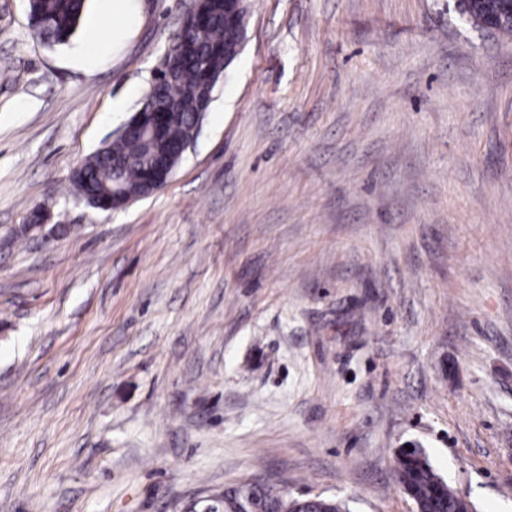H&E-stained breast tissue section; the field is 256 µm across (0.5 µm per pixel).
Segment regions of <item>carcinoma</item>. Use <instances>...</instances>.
<instances>
[{
	"label": "carcinoma",
	"instance_id": "cac0c4a2",
	"mask_svg": "<svg viewBox=\"0 0 512 512\" xmlns=\"http://www.w3.org/2000/svg\"><path fill=\"white\" fill-rule=\"evenodd\" d=\"M224 0H205L203 19L191 28V39L197 55L180 60L169 69L164 95L154 109L175 112L177 117L168 130L173 139H180L200 111L213 88L204 83L209 72L224 70V60L234 59L242 41L224 27ZM87 0H29L30 25L34 33L48 43H65L76 32L86 11ZM460 13L481 28L493 19L512 12V0H460ZM157 145L139 138L117 137L104 142L84 161L73 181L80 196L88 194L98 202L112 203V186L129 196L142 193V180L155 162ZM394 479L403 493L411 497L421 512H475V506L434 469L425 453L413 448L400 450L394 460ZM246 486L224 490V512H346L345 505L322 496L288 497L267 491H251Z\"/></svg>",
	"mask_w": 512,
	"mask_h": 512
}]
</instances>
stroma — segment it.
<instances>
[{"mask_svg":"<svg viewBox=\"0 0 512 512\" xmlns=\"http://www.w3.org/2000/svg\"><path fill=\"white\" fill-rule=\"evenodd\" d=\"M191 0L49 46L0 0V512H180L225 487L411 512L422 449L512 512V36L457 0H247L167 186L71 176Z\"/></svg>","mask_w":512,"mask_h":512,"instance_id":"stroma-1","label":"stroma"}]
</instances>
